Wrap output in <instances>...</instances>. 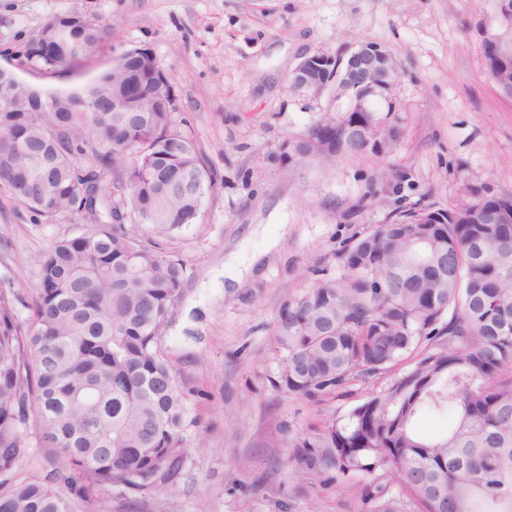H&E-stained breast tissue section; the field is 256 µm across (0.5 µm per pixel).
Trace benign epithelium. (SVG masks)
<instances>
[{
  "instance_id": "benign-epithelium-1",
  "label": "benign epithelium",
  "mask_w": 512,
  "mask_h": 512,
  "mask_svg": "<svg viewBox=\"0 0 512 512\" xmlns=\"http://www.w3.org/2000/svg\"><path fill=\"white\" fill-rule=\"evenodd\" d=\"M479 45L498 59L500 69L512 70V0H494L491 14L482 23ZM393 57L380 46L364 43L344 57L323 50L304 55L288 75V88L319 99L329 94L337 112H356L351 128L381 152L388 146L387 133L375 130L365 119L370 112L396 109L394 85L397 72Z\"/></svg>"
}]
</instances>
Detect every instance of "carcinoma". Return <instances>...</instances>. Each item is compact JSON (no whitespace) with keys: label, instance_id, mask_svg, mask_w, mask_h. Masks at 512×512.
Segmentation results:
<instances>
[{"label":"carcinoma","instance_id":"carcinoma-1","mask_svg":"<svg viewBox=\"0 0 512 512\" xmlns=\"http://www.w3.org/2000/svg\"><path fill=\"white\" fill-rule=\"evenodd\" d=\"M107 38L82 25L24 57L68 74ZM135 70L128 62L81 90L101 112L61 91L56 111L43 112L28 89L14 92L17 111L0 112V190L48 221H82L44 252L26 320L0 290V512L147 495L186 455L191 393L162 348L185 267L162 244L198 221L218 184L177 108L112 111ZM324 135L338 140L328 161L368 153L338 112L291 155ZM498 204L473 191L466 204L401 211L342 248L340 275H318L281 309L274 336L288 393L315 399L379 380L322 432L288 439L302 481L324 485L333 466L381 500L376 512H398L387 486L350 484L380 470L417 512H512V223H482ZM430 237L448 252L443 275L424 252ZM446 409L445 432L419 431L421 417ZM38 448L54 449L56 464L22 475Z\"/></svg>","mask_w":512,"mask_h":512}]
</instances>
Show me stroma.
I'll return each instance as SVG.
<instances>
[{
    "label": "stroma",
    "mask_w": 512,
    "mask_h": 512,
    "mask_svg": "<svg viewBox=\"0 0 512 512\" xmlns=\"http://www.w3.org/2000/svg\"><path fill=\"white\" fill-rule=\"evenodd\" d=\"M493 0H0V51L49 91L83 87L113 55L143 47L176 85L177 116L220 182L198 223L164 245L186 268L163 347L191 391L187 452L173 484L113 494L73 512H374L346 485L309 487L288 465V438L315 433L366 396L354 383L310 400L279 385L273 327L313 270L335 276L355 235L417 202L448 208L469 188L512 196V99L479 50ZM78 13L111 32L70 77L24 65L27 40ZM371 42L398 63L401 135L381 159H286L290 141L329 105L288 90L305 54ZM398 178L382 180L385 169ZM380 186L366 198L369 183ZM80 218L54 221L0 191V289L27 318L42 254Z\"/></svg>",
    "instance_id": "1"
}]
</instances>
